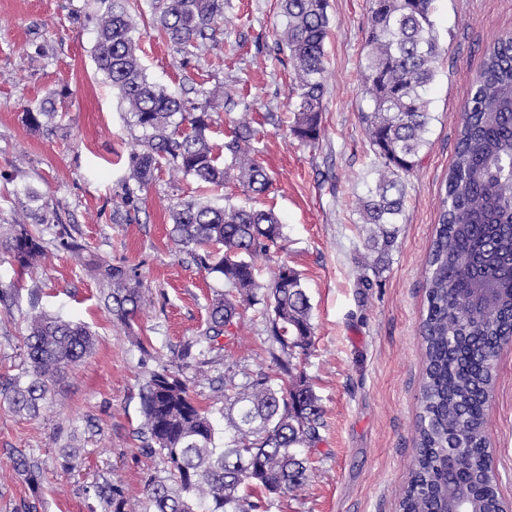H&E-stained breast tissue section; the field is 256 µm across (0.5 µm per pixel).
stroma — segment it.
<instances>
[{
    "label": "stroma",
    "instance_id": "stroma-1",
    "mask_svg": "<svg viewBox=\"0 0 512 512\" xmlns=\"http://www.w3.org/2000/svg\"><path fill=\"white\" fill-rule=\"evenodd\" d=\"M130 2L150 80L176 96L191 86L209 94L235 90L249 106L257 131L253 155L271 185L259 196L232 187L203 191L163 162L138 213L113 223L119 183L142 130L96 68L94 0H0V225L19 217L25 187L37 188L49 243L45 260L22 273L0 249V285H15L19 293L16 307L0 308V377L20 362L32 290H39L42 308L85 323L96 335L93 354L69 372L39 418L0 406V468L13 451L35 449L43 467L41 512H91L96 502L82 486L107 469L130 499L142 497L148 478L162 468L159 458L140 451L136 437L146 371L206 329L210 302L225 288L169 238V205L200 195L273 210L284 246L256 256L258 280L269 285L279 266L288 265L311 304V343L292 349L290 361L318 395L324 426L319 442L302 451L305 486L264 497L260 512H399L419 412L426 258L473 81L487 49L512 36V0H437L444 52L427 91L435 115L429 144L406 181L394 247L368 288L358 281L366 233L356 202L374 159L359 121L370 0H328L325 110L313 145L286 129L296 89L288 51L277 44L285 22L280 0H224L223 35L208 43L201 60L186 64L153 31L148 0ZM57 93L65 96L63 117L52 128L32 130L25 108ZM63 227L88 253L136 269L148 302L132 328L108 317L98 282L77 256L57 247ZM136 335L150 339L148 351L133 343ZM281 353L257 303L242 309L222 349L183 377L220 423L224 381L241 385L275 373L273 359ZM59 431L80 438L77 474L61 466L53 442ZM486 436L496 450L500 496L512 505V343L496 361Z\"/></svg>",
    "mask_w": 512,
    "mask_h": 512
}]
</instances>
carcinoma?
<instances>
[{"label":"carcinoma","mask_w":512,"mask_h":512,"mask_svg":"<svg viewBox=\"0 0 512 512\" xmlns=\"http://www.w3.org/2000/svg\"><path fill=\"white\" fill-rule=\"evenodd\" d=\"M129 0H96L97 69L142 129L141 148L128 158L122 184L123 207H135L138 190L154 180L163 158L201 184H232L253 195L269 188L264 166L247 157L256 130L233 122L224 155L215 153L206 131L211 99L196 104L169 94L142 66ZM435 0H371L363 46V93L372 107L360 115L376 161L364 196L358 198L365 248L376 253L367 270L378 272L397 238L404 210L405 180L428 145L433 120L427 88L436 76L443 48L435 33ZM159 37L176 53L198 56L215 40L224 22V0H149ZM328 0H282L284 40L297 80L291 133L314 144L321 136L325 109V41ZM62 116L54 98L24 112L34 129ZM170 237L209 273L228 286L212 300L207 328L177 353L180 368L163 360L140 389L143 422L140 448L160 457L161 473L146 483L137 506H130L122 484L101 475L84 486L100 512H253V496L286 494L307 481L301 449L320 439L323 410L304 374L288 372L285 386L260 374L242 386L229 385L224 418L231 435L216 442L207 410L190 394L180 370L221 348L220 338L240 315L258 302L254 257L278 245L282 224L271 209L219 206L190 198L168 209ZM20 269L35 267L48 252L41 231L14 224L0 236ZM103 289L105 310L127 328L143 310L142 282L135 270L96 257L83 262ZM426 308L420 324L423 381L416 424L415 455L399 507L401 512H439L443 461L456 451L458 468L474 477L463 512H499L495 484L483 478L486 465L485 392L493 387L497 351L512 339V37L491 46L473 83L445 184L441 211L425 270ZM266 316L282 348L311 342L310 303L299 274L283 265L263 294ZM95 334L84 323L33 311L17 372L0 380V405L35 418L57 394L62 373L94 349ZM64 470L75 467L81 447L75 435L54 436ZM12 471L24 477L33 502L23 512H39L42 461L34 451H18Z\"/></svg>","instance_id":"carcinoma-1"}]
</instances>
